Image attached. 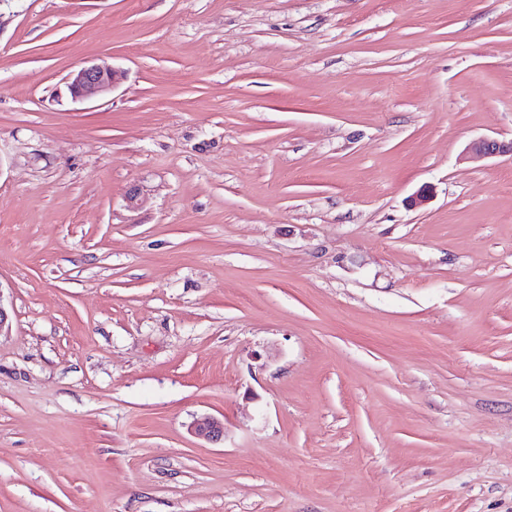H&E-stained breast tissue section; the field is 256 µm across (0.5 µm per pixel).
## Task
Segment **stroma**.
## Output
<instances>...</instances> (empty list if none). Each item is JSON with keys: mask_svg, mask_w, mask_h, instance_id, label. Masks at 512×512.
Wrapping results in <instances>:
<instances>
[{"mask_svg": "<svg viewBox=\"0 0 512 512\" xmlns=\"http://www.w3.org/2000/svg\"><path fill=\"white\" fill-rule=\"evenodd\" d=\"M482 137L512 0H0V512H512ZM114 69L88 62L67 78V89L73 102L102 98L113 92L116 85ZM191 430L198 437L212 443H220L224 440V422L213 417L196 420Z\"/></svg>", "mask_w": 512, "mask_h": 512, "instance_id": "stroma-1", "label": "stroma"}]
</instances>
